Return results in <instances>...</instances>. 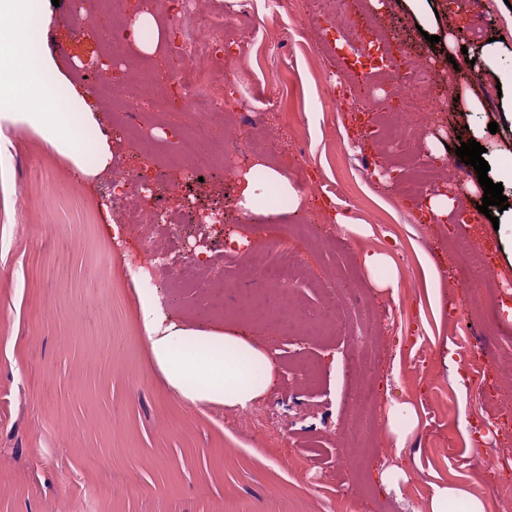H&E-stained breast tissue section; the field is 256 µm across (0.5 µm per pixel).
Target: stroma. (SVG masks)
<instances>
[{"instance_id": "stroma-1", "label": "stroma", "mask_w": 512, "mask_h": 512, "mask_svg": "<svg viewBox=\"0 0 512 512\" xmlns=\"http://www.w3.org/2000/svg\"><path fill=\"white\" fill-rule=\"evenodd\" d=\"M284 2L250 0V30L225 36L224 64L235 79L224 102L237 112L229 146L236 165L252 159L280 169L304 201L295 205L258 177L260 203L278 210L279 221L242 223L237 179L212 156L189 191L198 206L235 224L241 244L229 249L223 226L189 225L186 238L161 239L166 260L155 281L167 297V320L239 331L274 358L277 382L258 399L270 411L253 422L238 407L190 403L167 383L125 275L142 243L113 229L120 221L112 205L115 173L129 170L151 184L163 172L176 176L181 148L208 151L206 135L219 121H193L160 101L133 115L114 111L92 92L90 65L120 70L134 64L145 72L172 62L170 41L183 38L186 21L158 16L168 37L153 55L133 45L118 55L95 33L75 27L73 0L51 7L47 50L85 90L101 132L112 140V158L88 179L29 125H0V512H68L75 499L85 512H424L435 486L456 483L482 498L487 512H501L495 491L512 488V424L481 438L474 433L494 416L498 397L492 363L475 347L485 342L512 350V231L494 229L498 207L480 212L484 192L473 166L465 168L454 213L440 222L427 221L425 212L447 183L409 201L395 185L369 178L377 164L402 171L378 135L353 125L357 108L387 107L386 85L344 25L300 19ZM504 7V0H455L450 8L433 0L440 37L433 44L404 0L350 4L351 19L371 18L391 48L434 61V90L452 88L438 133L419 140L421 156L434 167L474 138L485 148L490 179L512 165V130L504 118L512 96V13ZM463 27L477 47L499 38L496 55L466 63L452 38ZM315 40L348 57L351 74L360 77L359 96L337 87L342 72L327 70L309 50ZM272 100L278 132L289 145L275 160L257 152L264 132L254 123ZM492 122L497 132L488 130ZM335 210L366 224V235L343 233L331 218ZM459 236L480 244L486 266L504 284L490 321L460 320L470 301L450 288L460 273L448 251L449 240ZM277 241L297 267L291 294L300 311L321 307L323 279L355 288L354 304L336 324L283 336L248 322L234 295L225 294L213 309L211 292L177 280L184 245L223 257V268L211 271L212 292H222L225 278L242 273L257 248ZM368 249L392 258L396 288L379 287L387 270L363 268ZM369 304L383 323L372 351V390L384 410L412 403L418 423L405 447L375 440L361 427L340 449L335 431L354 428L358 418L350 401L357 368L347 356L366 344ZM344 449L360 458L354 473L337 466ZM292 453L305 463L297 475L280 464ZM488 456L499 458V467L479 469Z\"/></svg>"}]
</instances>
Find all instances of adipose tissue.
<instances>
[{
	"mask_svg": "<svg viewBox=\"0 0 512 512\" xmlns=\"http://www.w3.org/2000/svg\"><path fill=\"white\" fill-rule=\"evenodd\" d=\"M0 17L11 21L0 28V121L27 122L82 176L97 175L110 161L112 145L45 48L46 0H0ZM136 296L151 354L184 398L245 408L270 388L274 362L252 340L232 330L164 323L157 293L140 288Z\"/></svg>",
	"mask_w": 512,
	"mask_h": 512,
	"instance_id": "obj_1",
	"label": "adipose tissue"
}]
</instances>
